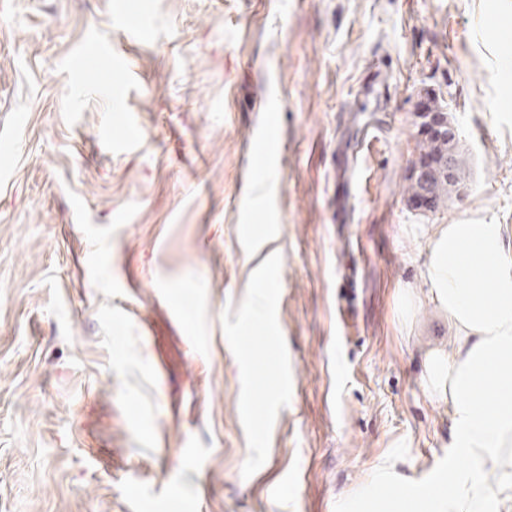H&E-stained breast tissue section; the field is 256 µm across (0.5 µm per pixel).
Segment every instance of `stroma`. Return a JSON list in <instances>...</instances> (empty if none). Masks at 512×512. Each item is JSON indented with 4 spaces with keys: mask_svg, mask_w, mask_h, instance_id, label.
<instances>
[{
    "mask_svg": "<svg viewBox=\"0 0 512 512\" xmlns=\"http://www.w3.org/2000/svg\"><path fill=\"white\" fill-rule=\"evenodd\" d=\"M115 2L0 0V512H336L379 467L429 479L448 325L403 294L436 225H512V0H130L145 38ZM94 43L119 58L81 65ZM380 58L346 332L336 141ZM424 91L467 187L435 212L404 191ZM277 126L273 116L269 115L264 130L262 142L255 145L251 151V166L253 179L258 181L267 175L271 161L275 157L277 144Z\"/></svg>",
    "mask_w": 512,
    "mask_h": 512,
    "instance_id": "35a3bbf8",
    "label": "stroma"
}]
</instances>
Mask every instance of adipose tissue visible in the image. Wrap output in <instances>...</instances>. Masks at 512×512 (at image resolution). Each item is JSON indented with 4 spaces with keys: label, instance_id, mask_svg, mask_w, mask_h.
Listing matches in <instances>:
<instances>
[{
    "label": "adipose tissue",
    "instance_id": "1",
    "mask_svg": "<svg viewBox=\"0 0 512 512\" xmlns=\"http://www.w3.org/2000/svg\"><path fill=\"white\" fill-rule=\"evenodd\" d=\"M501 224H440L425 259V299L448 333L424 380L450 406L448 464L405 488L388 470L346 512H512V472L484 479L512 451V235Z\"/></svg>",
    "mask_w": 512,
    "mask_h": 512
}]
</instances>
